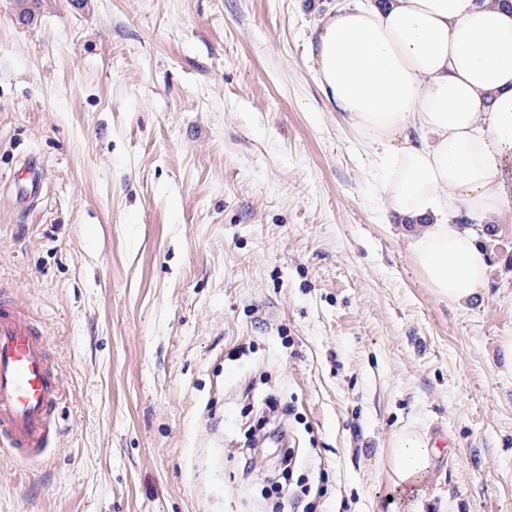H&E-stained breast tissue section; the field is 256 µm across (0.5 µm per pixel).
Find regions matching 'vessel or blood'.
<instances>
[{
  "instance_id": "b4317fda",
  "label": "vessel or blood",
  "mask_w": 512,
  "mask_h": 512,
  "mask_svg": "<svg viewBox=\"0 0 512 512\" xmlns=\"http://www.w3.org/2000/svg\"><path fill=\"white\" fill-rule=\"evenodd\" d=\"M62 392L42 325L0 286V439L22 460L41 457L56 433Z\"/></svg>"
}]
</instances>
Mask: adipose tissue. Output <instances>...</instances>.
Instances as JSON below:
<instances>
[{
    "instance_id": "ef3b65f1",
    "label": "adipose tissue",
    "mask_w": 512,
    "mask_h": 512,
    "mask_svg": "<svg viewBox=\"0 0 512 512\" xmlns=\"http://www.w3.org/2000/svg\"><path fill=\"white\" fill-rule=\"evenodd\" d=\"M321 89L370 148L387 219L436 293L487 285L478 231L512 207V10L496 0H344L308 50ZM468 221L453 223L449 204Z\"/></svg>"
}]
</instances>
